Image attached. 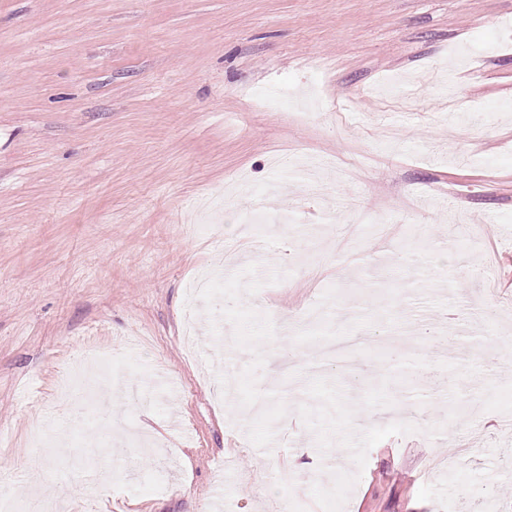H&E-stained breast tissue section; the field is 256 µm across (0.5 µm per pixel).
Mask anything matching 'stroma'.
I'll list each match as a JSON object with an SVG mask.
<instances>
[{
  "label": "stroma",
  "instance_id": "1",
  "mask_svg": "<svg viewBox=\"0 0 512 512\" xmlns=\"http://www.w3.org/2000/svg\"><path fill=\"white\" fill-rule=\"evenodd\" d=\"M511 101L512 0H0V499L512 512Z\"/></svg>",
  "mask_w": 512,
  "mask_h": 512
}]
</instances>
